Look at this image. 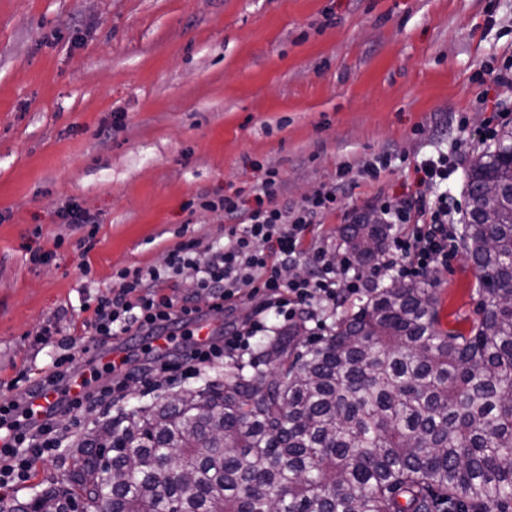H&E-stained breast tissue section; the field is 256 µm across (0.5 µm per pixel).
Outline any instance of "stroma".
<instances>
[{"label":"stroma","instance_id":"1","mask_svg":"<svg viewBox=\"0 0 512 512\" xmlns=\"http://www.w3.org/2000/svg\"><path fill=\"white\" fill-rule=\"evenodd\" d=\"M511 58L512 0H0V385L45 374L57 336L95 349L86 300L112 291L121 269L163 264L181 232L222 237L223 212L193 202L253 199L263 169L280 171L294 204L341 162L393 155L380 183L340 189L313 240L338 241L379 198L414 193L417 159L459 142L470 149L440 190L464 199L467 165L484 149L476 97L512 107V84L471 77ZM72 203L98 224L94 237L68 223ZM58 237L55 260L29 263L27 247ZM449 251L437 271L440 327L467 334L478 273L460 242ZM263 343L194 377L159 378L155 394L133 387L64 415L61 448L0 488V501L66 480L76 445L112 417L253 371Z\"/></svg>","mask_w":512,"mask_h":512}]
</instances>
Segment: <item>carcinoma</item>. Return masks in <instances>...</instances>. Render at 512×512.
I'll use <instances>...</instances> for the list:
<instances>
[{
    "label": "carcinoma",
    "mask_w": 512,
    "mask_h": 512,
    "mask_svg": "<svg viewBox=\"0 0 512 512\" xmlns=\"http://www.w3.org/2000/svg\"><path fill=\"white\" fill-rule=\"evenodd\" d=\"M511 145L476 156L467 187L512 179ZM389 228L364 216L341 245L365 271ZM461 240L485 295L470 334L439 328L432 275L374 288L303 352L299 332L275 337L267 371L117 416L110 470L85 439L67 483L0 512H512V223L472 215Z\"/></svg>",
    "instance_id": "1"
}]
</instances>
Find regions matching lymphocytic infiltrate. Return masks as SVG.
Returning <instances> with one entry per match:
<instances>
[{"mask_svg": "<svg viewBox=\"0 0 512 512\" xmlns=\"http://www.w3.org/2000/svg\"><path fill=\"white\" fill-rule=\"evenodd\" d=\"M389 165L384 155L372 157L358 169L350 162H341L332 185L292 206L280 202L283 180L274 168L265 170L253 201L235 194L216 202H201V209L223 211V244L204 252L199 240L190 238L168 251L163 265L119 271L115 288L94 298L92 314L84 323L85 329L103 344L122 336L149 337L162 330L188 337L181 358L114 367L111 382L89 388L83 399L70 403V411H80L91 403L111 402L124 394L131 379L148 385L154 375L178 366L197 371L234 358L250 348L257 334L297 327L322 308L339 306L348 297L386 279L399 276L417 280L437 266L447 265L448 244L458 231V206L447 195H429L434 184L448 177L451 160L445 154L418 162L419 189L414 198L387 200L380 205L382 221L392 227L393 247L391 254L370 271H356L348 260L336 262L322 243L305 251L308 228L338 208V189L356 175L368 182L378 181ZM302 259L310 266L308 274L286 278L285 268ZM187 269L194 270L195 287L208 295L211 309H233L248 289L261 294L263 304L223 338L193 343L191 336L199 308L192 298L178 300L166 293L172 279ZM58 348L47 379L63 384L80 371L92 369L91 358L76 357L71 341L59 340ZM44 380L20 373L15 381L24 385V394L0 399L1 484L26 479L36 459L54 454L62 444L58 415H46L26 427L20 424L26 396L36 394Z\"/></svg>", "mask_w": 512, "mask_h": 512, "instance_id": "1", "label": "lymphocytic infiltrate"}]
</instances>
